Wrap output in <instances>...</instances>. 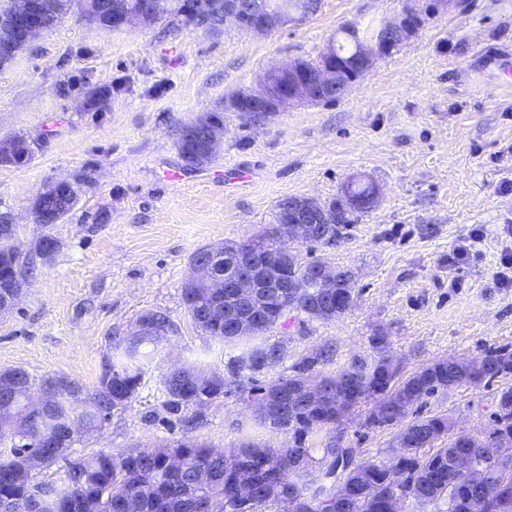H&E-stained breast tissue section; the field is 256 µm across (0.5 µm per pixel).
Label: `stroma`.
Here are the masks:
<instances>
[{"label": "stroma", "mask_w": 512, "mask_h": 512, "mask_svg": "<svg viewBox=\"0 0 512 512\" xmlns=\"http://www.w3.org/2000/svg\"><path fill=\"white\" fill-rule=\"evenodd\" d=\"M402 0H322L300 24L267 35L234 28L209 35L165 24L104 29L72 12L0 68V137L22 134L34 158L0 165V219L38 269L18 304L0 316V368L33 384L63 375L93 390L117 362L137 319L170 317L176 329L140 348L134 398L73 443L70 457L115 454L192 440L224 450L252 441L281 448L287 437L261 423L250 401L214 400L186 424L170 418L163 380L172 364L223 370L237 355L196 327L181 286L199 249L242 241L271 226L278 200L339 197L355 178L377 184L379 204L329 245L296 244L353 273L354 304L330 321L290 311L271 332L286 354L271 381L325 345L321 373L373 358L370 338L410 374L435 360H471L512 345V287L496 278L512 243V0H453L410 41L376 61L338 101L309 104L254 122L224 100L255 87L276 64L317 58L338 29L396 17ZM224 115L214 163L185 166L176 142L204 112ZM81 184V199L52 234L51 260L36 252L30 204L45 185ZM460 245L468 255L450 264ZM512 377L441 391L424 415L448 417L452 434L484 435ZM356 409L328 441L388 462L397 428L364 426Z\"/></svg>", "instance_id": "1"}]
</instances>
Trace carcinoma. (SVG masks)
I'll use <instances>...</instances> for the list:
<instances>
[{"label":"carcinoma","mask_w":512,"mask_h":512,"mask_svg":"<svg viewBox=\"0 0 512 512\" xmlns=\"http://www.w3.org/2000/svg\"><path fill=\"white\" fill-rule=\"evenodd\" d=\"M82 9L95 13L96 23L115 29L121 15L135 0H70ZM178 151L183 162L202 167L214 161L205 141L194 133H180ZM373 193V185L352 180L343 188L340 200H360ZM70 209L60 199L47 204L46 221L37 225L38 240L52 237L51 229ZM24 261L14 244L0 241V270H13ZM352 272L336 268L337 288L325 296L315 282L302 279L298 296L293 301L274 304L260 302L269 317L259 321L251 340L239 355L229 359L224 373L208 372L184 366L168 374L163 381L167 412L178 415L189 409L195 415L212 401L228 394L246 396L252 400L271 398L288 413L281 421L276 413L259 415L262 422L288 436L284 448H263L247 442L236 448L217 451L195 442H182L174 447L141 450L123 456L100 451L89 457L68 460L59 479L48 482L49 496L35 503L29 496L31 476L27 458H42V468L48 469L58 460H67L72 442H62V435L76 420L89 428H98L112 410L124 407L134 397L140 384V372L134 367L139 348L144 343L155 344L163 339L161 332L143 329L131 333L126 340L129 363L107 365L98 387L84 392L82 386L64 376L45 379L49 394L46 409L32 418L17 437L0 436V499L10 502L12 512H87L89 502L94 512H188L186 505L197 502L196 512H238L237 488L250 481L258 491L253 512L275 507L276 512H388L386 497L400 491L401 485L391 474V468L401 467L411 481L410 494L420 505L447 501L445 512H498L492 488L470 497L454 471L458 452L457 441L450 436L448 418L420 416L418 409L427 396L440 390L475 386L512 374V352L493 349L455 375L448 370L421 369L406 376L385 363L384 351L388 338L382 332L371 338L378 357L373 360L354 357L334 375H327L328 399L311 404L301 399L300 385L306 374L319 365L333 360L334 350L322 347L304 357L293 367V373L262 383L259 376L279 366L284 360L281 343L254 342L276 328L288 311L296 310L310 319L332 320L352 307L353 295L349 283ZM182 299L192 322L207 335L220 342H239L245 338L228 336L224 332L225 318L236 313L224 294L212 296L208 304L199 302L196 289L182 287ZM371 401L365 426L385 427L406 422L405 440L394 439L390 445V464L366 461L352 462L349 453L333 442L325 444L321 456L315 457L308 437L322 429H333L360 404ZM500 407L509 413H495L497 433L512 435V386L501 390ZM438 441L443 446L432 453ZM177 457L181 466L173 469L168 459ZM302 463L310 471V482L300 487L291 481V468ZM342 483L369 484L375 494L366 499H351L336 505Z\"/></svg>","instance_id":"obj_1"}]
</instances>
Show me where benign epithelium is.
Returning <instances> with one entry per match:
<instances>
[{"instance_id": "7a95c632", "label": "benign epithelium", "mask_w": 512, "mask_h": 512, "mask_svg": "<svg viewBox=\"0 0 512 512\" xmlns=\"http://www.w3.org/2000/svg\"><path fill=\"white\" fill-rule=\"evenodd\" d=\"M401 13L383 23L381 37L360 42L357 55L349 62L341 60L335 44L330 43L318 56L319 64L311 70H304L300 60L295 59L265 71L257 81V86L233 93L225 100V108L233 112H244L257 119L272 112H282L292 105L316 102L323 98H341L354 84L370 71L376 60L385 58L397 51L404 43L417 36L426 23L436 14L448 8L450 0H403ZM223 4L224 24L237 30L256 35L268 34L279 27L298 24L309 17L307 13L274 14L268 4L256 0L245 5L241 0H220ZM201 0H195L189 7L179 9L177 16L181 29H195L197 10ZM59 8L54 0H14L10 13L0 16V32L10 36L11 44L20 49L29 44L44 31L38 15ZM162 0H149V5L128 11L120 25L141 23L147 14L164 12ZM31 150L23 149L18 141L0 139V165L22 167L31 160ZM62 192L71 203L78 202V192L74 184L60 180L46 187L33 199L31 214L33 223H43L42 202L46 196ZM292 217L274 225L263 235L272 239L278 246L281 256L292 255V244L322 243L327 236H318L317 227L338 222L337 213L331 207L321 204L314 198H302L289 202ZM305 277L314 278L317 286L329 290L336 287L335 269L317 264L305 270ZM187 282L194 288H205L211 292L219 289L234 293L237 302L247 308L254 306L258 295L271 300L284 295L294 298L298 284V274L279 276L268 274L261 264L251 259L247 242L233 245L210 247L191 262V273ZM25 280L18 270L0 274V314L17 304ZM326 391V382L320 376L310 375L302 384V397L313 400ZM10 397H20L27 411L5 419H0V433L18 431L24 428L26 416L42 410L45 403L44 388H33L27 382L18 390H8ZM494 454L491 460L507 462L512 460V437L502 436L492 440ZM466 474L465 482L476 483L486 475V464L476 448L463 457Z\"/></svg>"}]
</instances>
